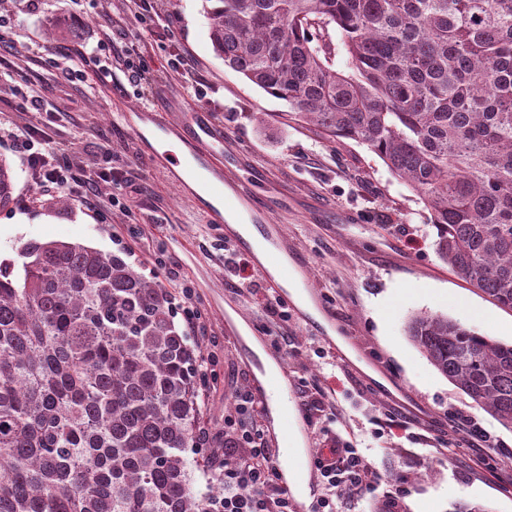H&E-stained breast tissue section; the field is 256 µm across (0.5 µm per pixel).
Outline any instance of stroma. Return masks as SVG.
Returning a JSON list of instances; mask_svg holds the SVG:
<instances>
[{"mask_svg": "<svg viewBox=\"0 0 512 512\" xmlns=\"http://www.w3.org/2000/svg\"><path fill=\"white\" fill-rule=\"evenodd\" d=\"M113 0H44L30 14L8 0L12 44L0 64L31 58L21 92L0 88L13 103V121L45 130L90 160L109 155L113 167L133 166L143 194L128 208L96 211L87 204L48 208L55 190L35 192L31 172L9 139L0 156L17 172L16 200L0 210V258L18 261L30 241L81 243L113 252L157 277L172 295L175 318L207 363L200 427L215 457L207 473H195L193 488L204 493L211 476L224 472V439L242 426L263 430L275 463L284 457L271 394L262 392L256 366L260 354L281 362L286 400L303 455L354 442L370 465L359 496L335 497V512H450L470 504L487 512H512V430L480 409L438 372L410 341L406 325L420 313L448 317L483 336L512 342V312L492 304L455 275L439 257L436 230L419 196L395 177L366 145L329 142L319 129L288 119V107L225 67L209 39L202 0L168 6L171 35L149 33L129 19L132 32L145 35L152 81L145 92L124 77L103 85L51 82L55 67L79 68L67 59L74 45L96 44ZM79 25L80 39L47 43V19ZM191 57L195 69L180 77L177 56ZM37 93L65 109L64 120L23 110V93ZM170 104L173 113L204 110L222 124L224 149L242 156L234 171L251 190L270 197L267 223L278 224L289 246L304 253L309 288L333 317L330 338L315 321L323 312L306 307L287 318L265 307L271 288L254 263L220 225L206 223L189 198L181 196L141 154L121 116L141 106L142 95ZM246 264L245 293L233 291L231 276ZM190 287L191 298L181 290ZM192 304L201 314L187 323L181 311ZM295 354H286V346ZM250 394L248 412L235 396ZM315 394L323 410H306ZM468 413L497 441L501 455L476 460L450 429L456 413Z\"/></svg>", "mask_w": 512, "mask_h": 512, "instance_id": "1", "label": "stroma"}]
</instances>
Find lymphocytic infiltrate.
Segmentation results:
<instances>
[{"label": "lymphocytic infiltrate", "mask_w": 512, "mask_h": 512, "mask_svg": "<svg viewBox=\"0 0 512 512\" xmlns=\"http://www.w3.org/2000/svg\"><path fill=\"white\" fill-rule=\"evenodd\" d=\"M130 13L149 21L152 28L164 31L169 28L164 16L156 10L154 0H121L120 9L109 17L96 47L89 51L79 47L73 51L99 83H108L117 72L123 73L133 86L140 85L147 77L149 67L145 60L133 58V43L119 46L112 39L114 30L121 28ZM3 136L12 140L25 155L32 177L41 189H65L75 201L84 203L95 195L99 184L109 182L117 189L110 200L114 206L133 201L143 192L142 187L123 173L96 162L88 163L77 153L61 149L46 133L18 127L0 117V137ZM224 447L226 453L241 448L245 454L234 468L224 473V495L217 512H291L288 494L277 483V468L257 427H240ZM315 464L328 492L321 502L325 508L331 506V497L336 492L353 495L361 492L369 471L366 460L348 446L337 449L334 459L316 458Z\"/></svg>", "instance_id": "obj_1"}]
</instances>
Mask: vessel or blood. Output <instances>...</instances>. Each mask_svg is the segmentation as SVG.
<instances>
[{
    "label": "vessel or blood",
    "instance_id": "vessel-or-blood-1",
    "mask_svg": "<svg viewBox=\"0 0 512 512\" xmlns=\"http://www.w3.org/2000/svg\"><path fill=\"white\" fill-rule=\"evenodd\" d=\"M124 121L137 144L149 149L166 181L179 192H191L207 222L222 224L242 210L253 212L257 223L250 236L236 232L231 239L246 252L252 249V239L262 241L266 260L257 269L279 297H287L285 282L297 281L308 262L289 250L276 225L266 223L264 202L228 178L224 129L211 114L186 112L173 122L158 110L138 107L125 113Z\"/></svg>",
    "mask_w": 512,
    "mask_h": 512
}]
</instances>
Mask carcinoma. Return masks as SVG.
<instances>
[{
  "label": "carcinoma",
  "instance_id": "obj_1",
  "mask_svg": "<svg viewBox=\"0 0 512 512\" xmlns=\"http://www.w3.org/2000/svg\"><path fill=\"white\" fill-rule=\"evenodd\" d=\"M224 66L365 144L423 201L441 259L512 311V0H202ZM341 34L345 69L336 68ZM17 173L0 157V209ZM0 262V512H212L192 488L200 348L123 257L29 242ZM407 335L512 429V343L420 314Z\"/></svg>",
  "mask_w": 512,
  "mask_h": 512
}]
</instances>
